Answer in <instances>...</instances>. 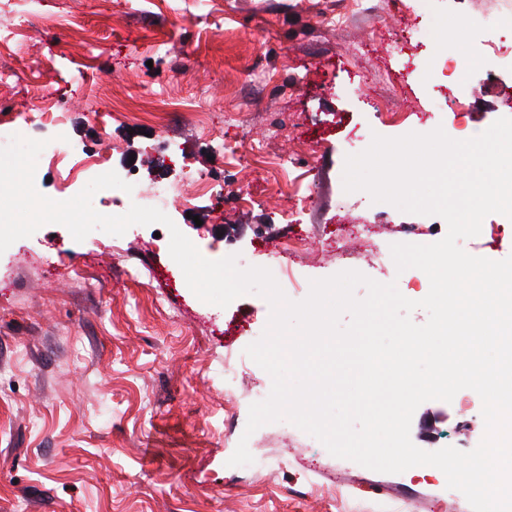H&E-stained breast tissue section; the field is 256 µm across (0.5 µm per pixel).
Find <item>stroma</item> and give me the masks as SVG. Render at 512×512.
Returning a JSON list of instances; mask_svg holds the SVG:
<instances>
[{"instance_id":"obj_1","label":"stroma","mask_w":512,"mask_h":512,"mask_svg":"<svg viewBox=\"0 0 512 512\" xmlns=\"http://www.w3.org/2000/svg\"><path fill=\"white\" fill-rule=\"evenodd\" d=\"M512 0H0V105L34 112L46 89L66 105L26 136L65 133L69 170L43 164L38 191L67 200L100 152L120 177L178 183L167 214L199 252L264 267L282 258L306 298L310 282L356 270L425 297L418 269L397 271L390 247L446 232L343 188L353 141L440 127L456 140L512 117V68L454 89L453 69L512 54V29L477 15ZM25 15L33 28L20 27ZM448 21L462 41L407 42L409 29ZM442 60L441 70L427 68ZM195 172L216 185L204 193ZM169 233L131 226L123 237L75 241L46 224L0 253V512H472L438 468L380 473L332 456L286 421L258 428L250 453L276 470L228 466L253 387L270 375L244 353L264 332L255 293L221 308L200 301L169 255ZM471 255L512 256V219L488 215ZM237 365L235 390L224 367ZM412 442L473 450L485 432L470 389L421 404Z\"/></svg>"}]
</instances>
